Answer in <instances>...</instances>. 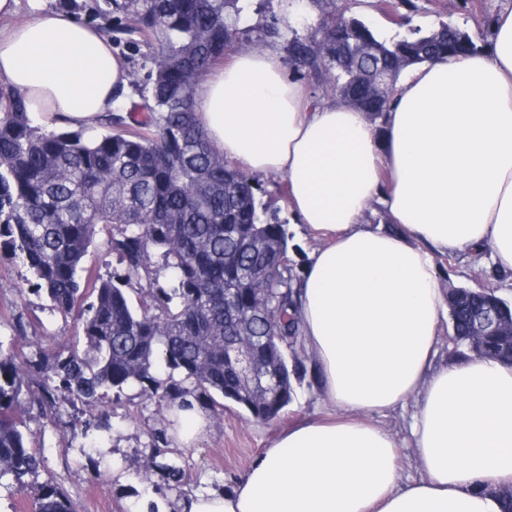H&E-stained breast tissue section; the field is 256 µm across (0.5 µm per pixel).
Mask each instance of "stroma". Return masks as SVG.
Returning <instances> with one entry per match:
<instances>
[{"mask_svg": "<svg viewBox=\"0 0 512 512\" xmlns=\"http://www.w3.org/2000/svg\"><path fill=\"white\" fill-rule=\"evenodd\" d=\"M347 14L367 21L384 38L412 28H432L446 22L469 33L475 41L485 38L504 0H402L389 8L386 0H335ZM245 24L269 22L280 30L274 44L284 48L287 38L297 36L308 43L321 41L318 14L286 12L280 0H241ZM111 40L117 54L128 63L130 74L143 78L151 50L138 36L93 21ZM280 217L287 223L289 257L293 275H300L309 251L316 245L314 233L297 223L288 210L286 198H279ZM442 287H490L512 302V272L501 271L489 254L468 252L457 255L455 264H441ZM30 274L20 262L0 251V350L14 353L19 363L37 360L41 347L49 342L83 350L85 340L73 321L50 312L44 298L28 291ZM24 332H16L15 322ZM319 376L314 366L294 385L291 403L279 420L257 421L240 407L225 403L222 410L203 409L204 429L188 445L160 444V435L170 432L172 414L157 400L131 390L122 397L107 396L99 403L112 429L104 435L105 455L87 445L77 429L90 410L80 402L58 398L48 417L33 418L28 424L31 447L40 449L46 467L29 478V487L17 491L0 486V512H35L37 488L53 481L78 504V512H136L139 503L152 494L177 503L202 487L231 490L245 478L251 463L262 453L267 439L279 422L313 413L320 401ZM162 467H150L153 457ZM183 472L175 481L169 467Z\"/></svg>", "mask_w": 512, "mask_h": 512, "instance_id": "35a3bbf8", "label": "stroma"}]
</instances>
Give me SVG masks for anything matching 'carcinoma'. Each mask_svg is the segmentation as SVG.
<instances>
[{"label": "carcinoma", "mask_w": 512, "mask_h": 512, "mask_svg": "<svg viewBox=\"0 0 512 512\" xmlns=\"http://www.w3.org/2000/svg\"><path fill=\"white\" fill-rule=\"evenodd\" d=\"M317 7L319 50L294 37L288 52L297 63L324 70L335 90L381 119L390 100L362 92L375 73L390 71L397 82L414 64L478 49L467 34L470 43L448 50L444 22L383 39L361 18L323 0ZM90 12L159 46L141 92L145 121L130 126L111 113L93 135L46 131L32 124L22 95L0 92V243L31 272V291L46 298L51 312L73 319L86 339L81 353L42 348V361L26 370L0 350V482L20 489L44 467L18 413L35 374L43 377L42 406L59 392L93 407L137 386L169 408L191 396L222 409L219 395L259 421L280 416L300 378V359L288 363L300 332L289 313L294 289L291 265L283 264L289 259L285 222L257 195L254 178L224 159L194 114L198 76L227 51L257 49L280 36L279 29L263 26L252 36L254 29L242 26L239 0H104ZM98 243L117 256L123 273L86 269ZM162 270L170 273L168 285L133 305L126 291L132 279L152 280ZM259 299L266 315L251 318ZM500 305L512 314V303L495 292L466 294L448 306L460 355L472 350L512 362V345L494 336L470 346L472 318ZM269 336L282 339L272 346L280 356L271 361L280 378L252 409L239 396V374L224 358V344L258 346ZM160 364L164 380L156 376ZM108 430L107 418L92 415L82 435L94 447ZM35 509L77 512L51 481L39 486Z\"/></svg>", "instance_id": "obj_1"}]
</instances>
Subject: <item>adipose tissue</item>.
<instances>
[{
  "instance_id": "1",
  "label": "adipose tissue",
  "mask_w": 512,
  "mask_h": 512,
  "mask_svg": "<svg viewBox=\"0 0 512 512\" xmlns=\"http://www.w3.org/2000/svg\"><path fill=\"white\" fill-rule=\"evenodd\" d=\"M19 2L0 0V89L23 95L46 130L111 112L128 85L111 41L65 11L14 22ZM195 112L227 161L283 176L290 208L321 239L292 313L324 402L278 427L238 487L195 492L182 512H501L512 365L434 358L448 316L439 258L487 248L512 270V5L479 53L415 67L383 127L314 100L273 48L204 72ZM377 199L398 231L367 224ZM409 404L411 481L380 423Z\"/></svg>"
}]
</instances>
